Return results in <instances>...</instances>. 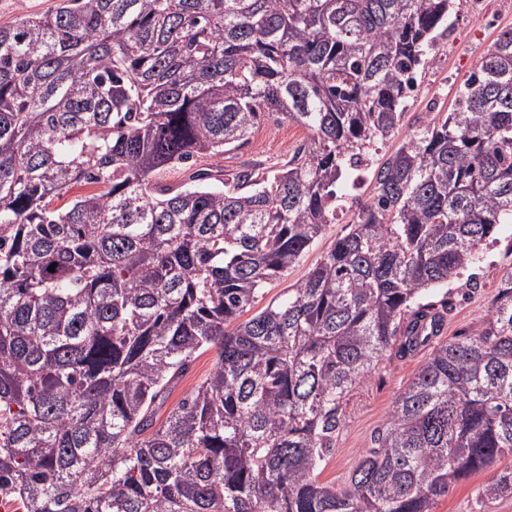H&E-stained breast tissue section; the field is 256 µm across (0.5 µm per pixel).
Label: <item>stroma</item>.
Here are the masks:
<instances>
[{
	"label": "stroma",
	"mask_w": 512,
	"mask_h": 512,
	"mask_svg": "<svg viewBox=\"0 0 512 512\" xmlns=\"http://www.w3.org/2000/svg\"><path fill=\"white\" fill-rule=\"evenodd\" d=\"M509 27H512V0H455L448 31L430 51L417 86L406 100L405 117L398 130L380 145L379 155L389 156L417 131L426 113L450 109L460 84L469 77L498 33ZM306 136V129L296 123L271 117L259 125L243 148L226 153L223 165L232 169L247 160L278 161ZM372 189V172L368 169L359 171L356 184L338 186L343 215L336 223L326 226L299 265L264 288L258 306L283 298L289 286L321 260L336 238L343 234L358 202L370 199ZM511 263L512 224H506L502 226L497 242L481 249L478 261L470 270L471 281L459 280L449 284L447 290H436V297L448 301L442 339L462 335L479 324L495 294L503 268ZM432 350V344L428 343L402 358L385 356L371 376L350 390L342 405L336 450L325 462L320 475L322 482L344 485L364 451L372 447L374 436L385 425L393 401L411 382ZM488 477V472L483 471L458 483L438 502L435 512H512V498L498 500L483 508L477 505L476 490Z\"/></svg>",
	"instance_id": "1"
}]
</instances>
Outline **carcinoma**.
Instances as JSON below:
<instances>
[{"instance_id": "obj_1", "label": "carcinoma", "mask_w": 512, "mask_h": 512, "mask_svg": "<svg viewBox=\"0 0 512 512\" xmlns=\"http://www.w3.org/2000/svg\"><path fill=\"white\" fill-rule=\"evenodd\" d=\"M453 8L60 0L0 26V491L24 512H434L512 459L511 264L347 483L319 481L349 389L441 335L427 295L512 224V28L377 165L319 264L240 320L336 223L337 183L399 128ZM274 115L307 138L224 168ZM174 166L187 179L160 182ZM504 497L511 464L477 489ZM214 355V352H207L197 358L192 364L190 371L178 382L169 399L162 407L161 417H164L187 392L210 372Z\"/></svg>"}]
</instances>
